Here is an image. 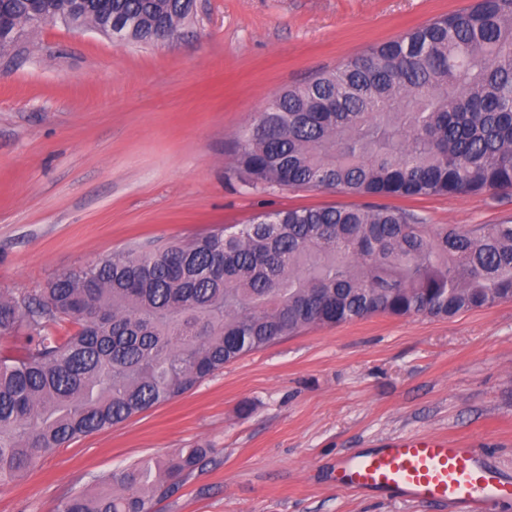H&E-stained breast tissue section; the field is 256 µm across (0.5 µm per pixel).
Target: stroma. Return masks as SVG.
<instances>
[{
    "label": "stroma",
    "mask_w": 512,
    "mask_h": 512,
    "mask_svg": "<svg viewBox=\"0 0 512 512\" xmlns=\"http://www.w3.org/2000/svg\"><path fill=\"white\" fill-rule=\"evenodd\" d=\"M471 0H194L139 45L47 23L0 53V289L32 291L133 242L275 210L359 204L324 188L245 186L233 140L271 97ZM429 224H496L512 192L384 198ZM468 441L512 480V302L443 319L313 326L182 396L74 439L0 485V512H54L113 471L200 446L154 512H448L336 488L343 454L392 438Z\"/></svg>",
    "instance_id": "1"
}]
</instances>
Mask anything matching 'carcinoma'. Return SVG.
I'll return each instance as SVG.
<instances>
[{"instance_id":"cac0c4a2","label":"carcinoma","mask_w":512,"mask_h":512,"mask_svg":"<svg viewBox=\"0 0 512 512\" xmlns=\"http://www.w3.org/2000/svg\"><path fill=\"white\" fill-rule=\"evenodd\" d=\"M70 0H10L11 24ZM193 0H86L83 23L173 37ZM248 186L353 195L512 190V0H474L268 100L237 136ZM512 300V222L432 225L379 205L266 213L178 243H135L36 292L0 289V484L49 451L190 390L310 326L452 317ZM113 472L57 512H152L206 457Z\"/></svg>"}]
</instances>
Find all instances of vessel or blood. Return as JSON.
<instances>
[{
  "instance_id": "vessel-or-blood-1",
  "label": "vessel or blood",
  "mask_w": 512,
  "mask_h": 512,
  "mask_svg": "<svg viewBox=\"0 0 512 512\" xmlns=\"http://www.w3.org/2000/svg\"><path fill=\"white\" fill-rule=\"evenodd\" d=\"M335 473L343 487L389 490L407 500L447 504L450 512H498L512 501V481L481 464L473 448L439 436H410L347 454Z\"/></svg>"
}]
</instances>
